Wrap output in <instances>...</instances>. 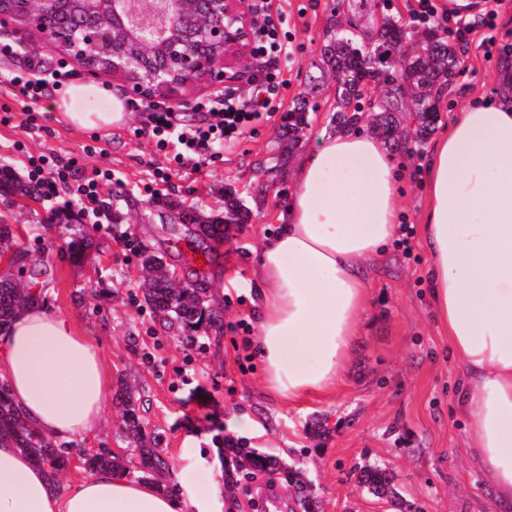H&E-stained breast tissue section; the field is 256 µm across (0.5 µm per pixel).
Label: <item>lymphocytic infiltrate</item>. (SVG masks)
Segmentation results:
<instances>
[{
  "label": "lymphocytic infiltrate",
  "instance_id": "lymphocytic-infiltrate-1",
  "mask_svg": "<svg viewBox=\"0 0 512 512\" xmlns=\"http://www.w3.org/2000/svg\"><path fill=\"white\" fill-rule=\"evenodd\" d=\"M259 22L253 31L251 55L254 60L251 73L244 85L225 86L220 104L201 102L197 111L209 113L207 121L195 124H177L173 109L158 104L150 105L149 120L153 132L159 133L160 146L174 145L178 164L202 156L223 143H233L246 128L259 119L271 120L283 108L278 97L280 87L287 81L282 76L280 62L292 58L294 48L288 34L281 31V8L276 0H257ZM406 15L410 23L426 25L436 20L449 24L456 40L467 42L477 27H492V17H485L481 25L458 20L455 14L439 15L434 0H406ZM81 167L76 159H52L50 164L33 163L30 178L41 196L52 200L58 192L59 182L77 176Z\"/></svg>",
  "mask_w": 512,
  "mask_h": 512
}]
</instances>
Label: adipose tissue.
<instances>
[{
	"mask_svg": "<svg viewBox=\"0 0 512 512\" xmlns=\"http://www.w3.org/2000/svg\"><path fill=\"white\" fill-rule=\"evenodd\" d=\"M496 99L464 107L434 140L421 235L431 305L462 366L457 407L474 469L497 512H512V76ZM80 84L52 102L71 126L123 124L119 94ZM276 236L259 246L258 355L272 389L291 401L334 389L369 306L368 268L397 236L396 166L383 140L351 127L321 129L300 154ZM0 381L23 422L75 441L103 425L111 378L71 316L38 303L0 334ZM192 494L103 469L60 486L46 467L0 441V512H205Z\"/></svg>",
	"mask_w": 512,
	"mask_h": 512,
	"instance_id": "obj_1",
	"label": "adipose tissue"
}]
</instances>
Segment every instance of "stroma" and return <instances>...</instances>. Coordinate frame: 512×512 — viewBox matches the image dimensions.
Returning <instances> with one entry per match:
<instances>
[{"label":"stroma","mask_w":512,"mask_h":512,"mask_svg":"<svg viewBox=\"0 0 512 512\" xmlns=\"http://www.w3.org/2000/svg\"><path fill=\"white\" fill-rule=\"evenodd\" d=\"M283 29L295 46L281 89L283 112L259 121L220 157L199 166L176 167L173 152L159 149L144 112L130 113L122 125L93 132L65 124L50 98L31 102L14 96L10 79L21 70L52 71L65 51L48 36L25 33L18 24L0 25V40L17 41L20 53L0 59V106L10 120L0 122V170L30 185V158H78L86 170H111L115 184L103 186L99 201L111 230L77 215L55 216L74 197L60 188L54 201L0 193V224L10 225L14 248L47 268L49 306L71 315L88 330L111 373L106 420L94 435L72 442V457L55 478L68 485L88 478L80 449L134 453L135 441L122 420L121 397L131 394L143 432L158 443L169 469L202 495L224 475L217 435L235 437L233 420L254 422L247 446L300 468L312 483L319 512H401L357 482L356 467L378 463L391 469L396 488L416 512H488L481 479L468 464L465 421L456 409L462 369L436 323L424 272L428 256L414 240L413 256L391 248L370 269L371 304L336 391L291 403L271 390L255 357L256 284L252 275L260 241L274 236L278 216L291 192V171L313 135L329 125L336 110V83L323 60L335 25L363 34L386 17L402 20L404 0H281ZM496 13L493 29L472 34L458 48V72L436 100L433 133H440L464 105L467 94L491 95L504 57L512 55V0H486ZM309 108L298 148L284 151L278 135L298 101ZM97 144L100 152L85 156ZM429 143H412L396 156L407 166L402 223L419 227L425 203ZM234 190L248 211L212 242L211 261H185L192 235L176 217L191 209L200 219L224 217V192ZM90 235L84 250L77 240ZM123 234L129 246L115 240ZM164 256L180 280L201 281L220 316L219 329L186 343L146 303L142 250ZM274 489L273 512H290L294 492L283 476L258 472L242 478L236 512Z\"/></svg>","instance_id":"35a3bbf8"}]
</instances>
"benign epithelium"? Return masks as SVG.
<instances>
[{"instance_id": "obj_1", "label": "benign epithelium", "mask_w": 512, "mask_h": 512, "mask_svg": "<svg viewBox=\"0 0 512 512\" xmlns=\"http://www.w3.org/2000/svg\"><path fill=\"white\" fill-rule=\"evenodd\" d=\"M57 15L52 27L44 17ZM255 21L247 0H27L25 26L57 42L68 56L93 73L86 47L108 55L110 74L128 92L158 102H176L191 85L213 89L246 74ZM380 79L402 85L392 57L375 55Z\"/></svg>"}]
</instances>
